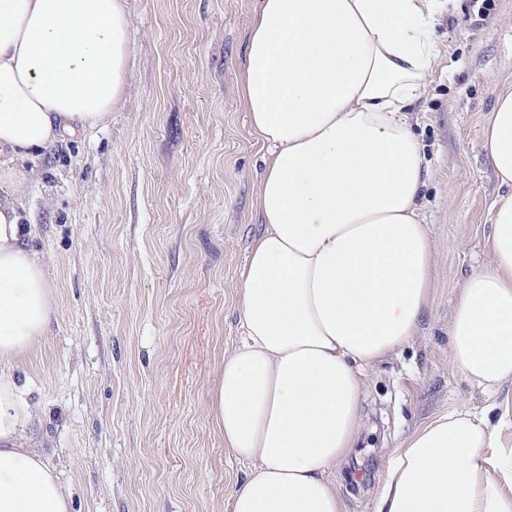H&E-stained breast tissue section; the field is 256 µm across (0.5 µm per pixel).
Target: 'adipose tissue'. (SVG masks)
Here are the masks:
<instances>
[{"instance_id": "adipose-tissue-1", "label": "adipose tissue", "mask_w": 512, "mask_h": 512, "mask_svg": "<svg viewBox=\"0 0 512 512\" xmlns=\"http://www.w3.org/2000/svg\"><path fill=\"white\" fill-rule=\"evenodd\" d=\"M437 0H258L239 93L264 172L262 228L237 272L241 336L210 413L249 463L225 512H345L328 472L360 426L367 368L398 354L430 304L434 247L420 213L426 161L405 116L437 59ZM125 0H0V167L85 134L129 87ZM483 147L504 194L492 264L461 290L452 362L512 385V90ZM19 181L0 186V512H71L25 432L19 362L55 313L29 248ZM376 512H512V448L468 412L431 420L392 454Z\"/></svg>"}]
</instances>
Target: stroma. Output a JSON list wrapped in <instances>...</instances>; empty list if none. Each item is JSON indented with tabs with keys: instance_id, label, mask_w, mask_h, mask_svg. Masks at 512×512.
Returning <instances> with one entry per match:
<instances>
[{
	"instance_id": "obj_1",
	"label": "stroma",
	"mask_w": 512,
	"mask_h": 512,
	"mask_svg": "<svg viewBox=\"0 0 512 512\" xmlns=\"http://www.w3.org/2000/svg\"><path fill=\"white\" fill-rule=\"evenodd\" d=\"M130 87L85 135L0 167L23 179L28 243L55 315L23 361L27 430L73 512H224L249 471L213 428L216 366L237 336L235 274L261 228V153L238 90L256 0H127ZM440 53L408 118L429 164L422 218L432 302L397 356L365 372L360 435L333 479L346 512H375L400 441L455 409L501 415L449 354L469 274L488 262L501 187L482 132L512 87V0L479 18L442 0Z\"/></svg>"
}]
</instances>
